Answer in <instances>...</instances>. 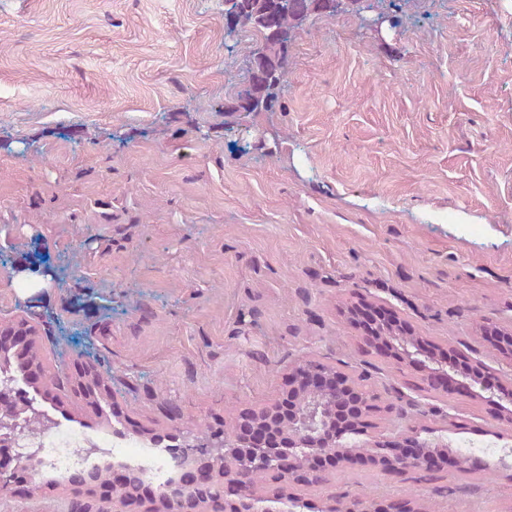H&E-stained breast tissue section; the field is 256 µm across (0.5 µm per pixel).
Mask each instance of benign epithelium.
I'll use <instances>...</instances> for the list:
<instances>
[{"instance_id":"benign-epithelium-1","label":"benign epithelium","mask_w":512,"mask_h":512,"mask_svg":"<svg viewBox=\"0 0 512 512\" xmlns=\"http://www.w3.org/2000/svg\"><path fill=\"white\" fill-rule=\"evenodd\" d=\"M344 314L371 350L417 369L428 392H465L494 405L500 418L512 423V374L491 378L487 365L475 357L476 348H452L422 336L397 310L373 300L350 302ZM36 336V325L25 317L0 323V475L11 478L4 491L24 493L30 500L42 497L43 489L65 484L109 499L112 512H433L431 500L421 495L361 492L342 500L335 495L313 500L297 489L322 487L335 472L360 468L403 477L426 467L442 471L451 464L465 472L483 467L453 455L436 436L459 427L455 416L443 415L441 426L380 430L370 422L376 412L404 420L410 410L423 418L428 411L401 393L382 406L365 378L338 364L301 357L288 362V377L272 400L245 405L222 434L205 436L181 426L165 436L132 431L167 455L165 478L151 493L127 497L128 483L146 482V467L109 461L102 448L84 451L88 475H100L98 481L51 482L41 449L25 448L18 440L34 430V419L44 416L38 400H49L51 378L43 356L37 354L14 372L4 366L12 350H27ZM480 339L512 364V324H488ZM74 371L72 387L90 403L113 400L97 361H77Z\"/></svg>"}]
</instances>
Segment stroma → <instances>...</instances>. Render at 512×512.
<instances>
[{
    "label": "stroma",
    "mask_w": 512,
    "mask_h": 512,
    "mask_svg": "<svg viewBox=\"0 0 512 512\" xmlns=\"http://www.w3.org/2000/svg\"><path fill=\"white\" fill-rule=\"evenodd\" d=\"M256 41L224 0H0V321L43 317L48 375L107 360L122 416L158 434L172 408L223 426L298 357L419 397L339 315L359 294L452 343L512 321V0H408L378 31L317 16L274 109L228 111ZM37 255L55 280L17 276ZM427 404L485 470L340 473L308 498L512 512V427L466 394ZM46 409L102 444L117 426L69 390Z\"/></svg>",
    "instance_id": "stroma-1"
}]
</instances>
